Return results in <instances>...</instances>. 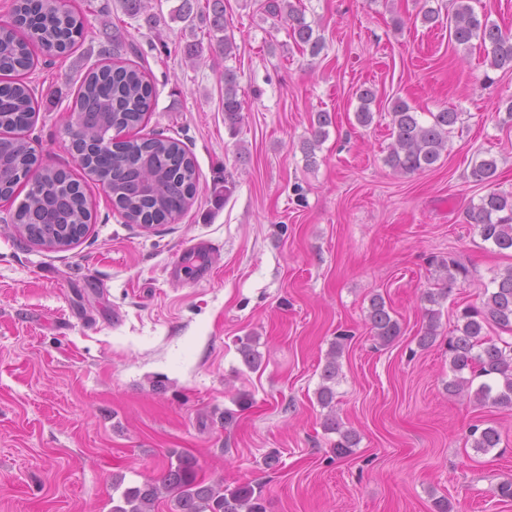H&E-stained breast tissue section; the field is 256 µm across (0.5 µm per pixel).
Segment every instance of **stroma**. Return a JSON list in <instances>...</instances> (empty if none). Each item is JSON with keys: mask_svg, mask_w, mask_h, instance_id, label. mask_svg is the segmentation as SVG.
Returning a JSON list of instances; mask_svg holds the SVG:
<instances>
[{"mask_svg": "<svg viewBox=\"0 0 512 512\" xmlns=\"http://www.w3.org/2000/svg\"><path fill=\"white\" fill-rule=\"evenodd\" d=\"M303 0L326 47L308 60L263 21L262 0H224L238 45L227 65L246 102L224 123L222 61L188 60L207 26L170 18L179 0H151L157 25L118 0H74L84 38L70 55L38 53L26 80L39 110L23 137L42 166L70 172L92 211L88 233L47 249L17 235L0 201V512H112V485L159 480L178 458L198 479L253 488L266 512H512V407L449 395L443 340L458 309L512 267L466 217L486 192L471 161L494 156L496 187L512 193V71L490 70L479 45L424 26L423 2ZM144 68L155 108L139 128L180 140L196 168L185 211L145 229L126 223L68 149V107L85 71L111 48ZM377 97L370 126L357 92ZM459 111L447 155L401 175L385 164L388 106ZM333 123L307 162L301 144L319 111ZM205 241L202 262L186 256ZM469 269L441 306L442 337L419 348L422 293L436 255ZM382 295L402 334L383 346L367 320ZM336 414L359 442L336 457L317 390L336 336ZM260 355L245 366L239 338ZM237 413L225 424V410ZM497 427L498 447L472 448L471 426Z\"/></svg>", "mask_w": 512, "mask_h": 512, "instance_id": "1", "label": "stroma"}]
</instances>
